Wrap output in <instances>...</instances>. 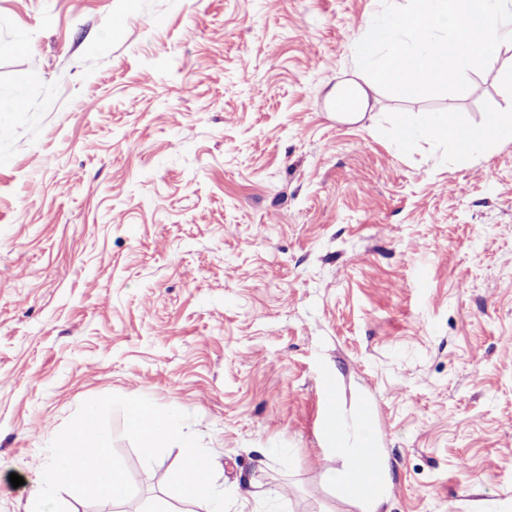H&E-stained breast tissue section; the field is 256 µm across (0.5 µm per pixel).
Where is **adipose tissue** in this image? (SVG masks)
I'll list each match as a JSON object with an SVG mask.
<instances>
[{"label": "adipose tissue", "mask_w": 512, "mask_h": 512, "mask_svg": "<svg viewBox=\"0 0 512 512\" xmlns=\"http://www.w3.org/2000/svg\"><path fill=\"white\" fill-rule=\"evenodd\" d=\"M461 132L460 125L450 112L433 113L422 122L405 115L391 128V133L399 144L404 145L414 138L422 137L436 144L448 145L453 149L457 159L467 160L477 149L493 146L503 135L512 134V110L493 113L486 125L479 129L468 143H461ZM351 437L354 455L374 461L378 480L373 489L359 486L348 492L347 497L360 507L361 512H379L387 499V461L380 449L371 447L369 439L360 429H353Z\"/></svg>", "instance_id": "obj_1"}]
</instances>
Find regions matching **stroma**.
Instances as JSON below:
<instances>
[{
    "label": "stroma",
    "instance_id": "stroma-1",
    "mask_svg": "<svg viewBox=\"0 0 512 512\" xmlns=\"http://www.w3.org/2000/svg\"><path fill=\"white\" fill-rule=\"evenodd\" d=\"M380 8L0 0V89L39 74L0 112V512L109 394L189 414L230 512H360L323 480L324 370L382 429L383 512H512V138L461 163L387 133L512 108V48L337 122ZM110 426L134 503L204 512L154 481L180 448L149 464Z\"/></svg>",
    "mask_w": 512,
    "mask_h": 512
}]
</instances>
